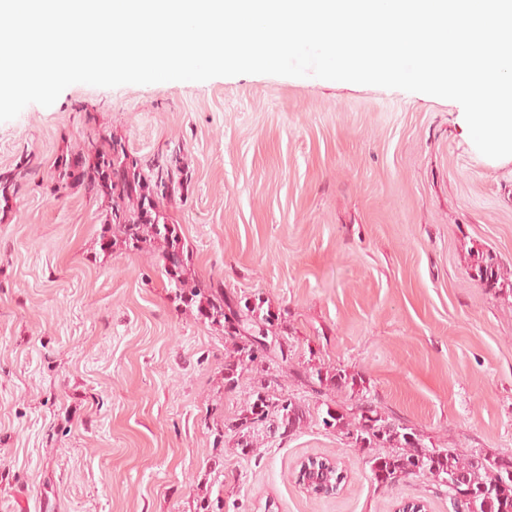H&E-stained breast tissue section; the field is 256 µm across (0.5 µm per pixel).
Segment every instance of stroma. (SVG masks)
Returning <instances> with one entry per match:
<instances>
[{"label":"stroma","instance_id":"35a3bbf8","mask_svg":"<svg viewBox=\"0 0 512 512\" xmlns=\"http://www.w3.org/2000/svg\"><path fill=\"white\" fill-rule=\"evenodd\" d=\"M103 131L181 168L164 214L193 276L287 310L293 366L345 369L436 447L512 456V291L471 270L477 251L512 270V158L476 149L459 103L314 77L74 84L0 122V172L33 167L0 209V512H451L430 476L378 485L323 426L346 391L280 373L302 430L249 456L217 439L249 378L225 388L223 333L173 300L153 251L100 250L103 200L53 191ZM310 455L345 467L336 497L296 484Z\"/></svg>","mask_w":512,"mask_h":512}]
</instances>
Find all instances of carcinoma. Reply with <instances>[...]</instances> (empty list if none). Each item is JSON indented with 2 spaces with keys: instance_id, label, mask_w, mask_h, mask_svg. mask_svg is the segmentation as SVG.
Segmentation results:
<instances>
[{
  "instance_id": "obj_1",
  "label": "carcinoma",
  "mask_w": 512,
  "mask_h": 512,
  "mask_svg": "<svg viewBox=\"0 0 512 512\" xmlns=\"http://www.w3.org/2000/svg\"><path fill=\"white\" fill-rule=\"evenodd\" d=\"M26 171L27 168L19 165L0 173V207H10L18 181ZM178 174L179 171L157 162L141 163L112 135L100 133L89 140L83 153L61 158L53 179L57 190L78 184L90 196L107 201L101 250L107 251L119 243L132 251L145 248L157 251L161 273L166 276L174 299L196 310L197 317L224 332L225 340L229 341L225 385L237 387L238 370L252 368V381L244 392L240 414L224 425L225 431L238 436L236 445L241 454L249 455L260 447L257 429L286 439L302 428L306 415L295 398L279 392V376L268 368L254 367L267 350L256 346L250 337L242 339L243 331L281 338L282 344L273 350L277 366L291 370L296 378L320 393L353 387L354 378L338 367L325 370L309 364L302 370L291 369L288 337L277 332L275 321L279 316L263 309V301L252 302L246 298L244 304L233 308L225 303L223 290L192 277V252L175 225L160 222L166 204L183 185ZM472 270L473 277L488 290L512 288V280L491 252L477 255ZM325 406L323 425L344 432L357 444L367 445V463L378 482L388 486L419 474H430L440 481L448 474L466 471L470 483L479 492L478 502L488 498L490 512H512V474L502 457L485 456L476 464L467 455L430 447L413 428L367 400L355 403L348 412L328 402Z\"/></svg>"
}]
</instances>
